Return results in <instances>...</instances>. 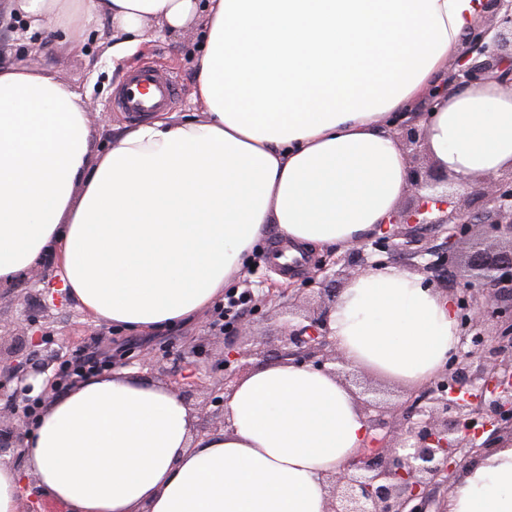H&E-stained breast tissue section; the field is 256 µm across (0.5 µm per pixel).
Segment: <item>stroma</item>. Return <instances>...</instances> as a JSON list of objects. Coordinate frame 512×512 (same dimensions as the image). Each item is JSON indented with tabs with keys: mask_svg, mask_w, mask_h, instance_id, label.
<instances>
[{
	"mask_svg": "<svg viewBox=\"0 0 512 512\" xmlns=\"http://www.w3.org/2000/svg\"><path fill=\"white\" fill-rule=\"evenodd\" d=\"M8 28L18 32L19 37L0 43V62L34 61L36 67L50 71L81 94L91 133V154L108 151L115 137L129 123L128 118L112 105L113 93L128 70L151 65L173 72L183 87L182 95L172 107L173 112L183 115L200 109L193 98V86L196 59L202 45V25L176 34L158 29L155 39L118 69L113 68L107 54L112 44V24L107 18L96 20L84 30V45L77 52L70 49L60 34L49 31L28 33L27 24L20 15L11 17ZM347 256V248L339 246L313 250L298 274L284 278L261 262L250 270L248 277L236 280V287L254 291L252 319L257 334L266 336L268 348L278 346L279 314L284 303H292L294 311L301 315L319 306L317 294L310 290V279L321 265L337 263L341 272L340 282H349L351 269L346 263ZM59 280L53 266L40 264L23 279L0 286V350L14 351L22 357L28 354V347L14 337L16 326L21 325L32 331H43L49 338L50 349L58 351L64 359L86 346L92 337L99 336L118 344L130 340L135 345L153 350L169 345L175 353L185 360L196 361L198 367L206 371L228 339V331L214 326V313L210 310L200 318L170 330L149 336H132L115 327L91 321L72 302L57 309H44L42 289ZM347 382L359 398H368L373 393L389 400L394 406L393 412L386 416L390 422L400 421L403 413L410 411L412 404L425 392L424 387L406 389L360 370L350 371Z\"/></svg>",
	"mask_w": 512,
	"mask_h": 512,
	"instance_id": "stroma-1",
	"label": "stroma"
}]
</instances>
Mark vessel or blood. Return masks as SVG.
I'll return each instance as SVG.
<instances>
[{
  "instance_id": "1",
  "label": "vessel or blood",
  "mask_w": 512,
  "mask_h": 512,
  "mask_svg": "<svg viewBox=\"0 0 512 512\" xmlns=\"http://www.w3.org/2000/svg\"><path fill=\"white\" fill-rule=\"evenodd\" d=\"M180 93L179 82L173 74L141 66L129 72L118 87L114 105L128 117L143 120L170 107Z\"/></svg>"
}]
</instances>
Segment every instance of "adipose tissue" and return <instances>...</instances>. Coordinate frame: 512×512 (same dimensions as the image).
Here are the masks:
<instances>
[{"label": "adipose tissue", "mask_w": 512, "mask_h": 512, "mask_svg": "<svg viewBox=\"0 0 512 512\" xmlns=\"http://www.w3.org/2000/svg\"><path fill=\"white\" fill-rule=\"evenodd\" d=\"M32 31L112 23V60L202 22L201 116L156 113L90 153L82 98L0 64V283L41 261L94 320L166 329L223 299L256 241L347 246L397 212L410 168L396 120L445 81L484 0H9ZM425 149L454 183L512 169V92L442 95ZM347 365L406 388L460 345L449 298L393 265L352 279L329 314ZM125 369L47 403L25 468L0 463V512L25 478L67 512H326L324 482L370 434L337 376L285 359L242 377L224 428ZM448 512H512V443L448 493Z\"/></svg>", "instance_id": "adipose-tissue-1"}]
</instances>
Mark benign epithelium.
I'll return each mask as SVG.
<instances>
[{
	"label": "benign epithelium",
	"mask_w": 512,
	"mask_h": 512,
	"mask_svg": "<svg viewBox=\"0 0 512 512\" xmlns=\"http://www.w3.org/2000/svg\"><path fill=\"white\" fill-rule=\"evenodd\" d=\"M489 74L512 90V0H485L484 19L469 30L461 57L448 72V88L480 82ZM395 134L410 145L419 144L425 136L415 118L397 122ZM410 173L413 204L388 220L396 229L381 230L369 245L391 256L425 259L424 269L433 273L439 289L453 299L460 348L428 390L417 418L406 416L396 425L384 420L381 401H361L371 435L357 455L327 477V512H442L432 489L452 485L471 463L491 455L496 450L494 441L512 439V291L506 289L512 286V246L473 251L465 261L468 278L457 288L448 286L450 280L458 283L459 244L480 228L487 235L505 226L512 231V174L488 179L476 197L458 206L451 196L433 200L419 194L424 188L448 183L447 172L412 167ZM431 232L444 236V249L421 246ZM369 245L362 242L350 247V262L359 266V274L379 265L368 261ZM312 282L318 294L336 298V272L320 267ZM329 312L327 305L297 324L284 320L277 355L342 374L344 359L330 339ZM231 334L235 340L211 366L212 372L222 373L209 396L216 416L223 414L220 393L230 391L229 384L252 360L269 357L265 344L252 337L251 322L238 325ZM46 340L40 336L31 342L43 355L40 362L14 360L0 375V391L10 394L9 411L14 419V424L0 429V456H23V440L32 419L27 379L58 361L57 352L43 346ZM473 357L481 365L470 374L465 364ZM137 360L152 371L169 372L168 387L185 400L203 386L198 378L189 383L175 379L176 371L165 368V355L149 351ZM486 432L489 437L485 439Z\"/></svg>",
	"instance_id": "1"
}]
</instances>
